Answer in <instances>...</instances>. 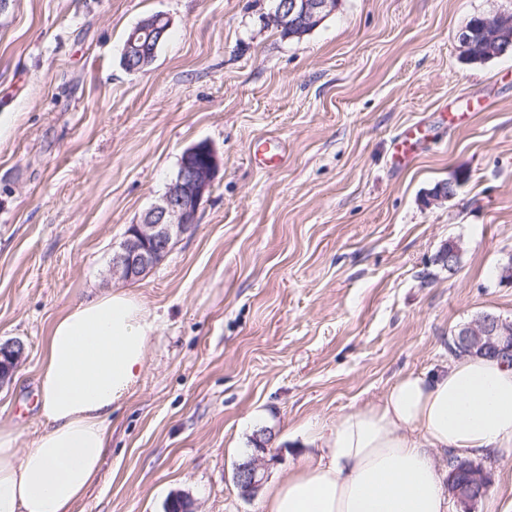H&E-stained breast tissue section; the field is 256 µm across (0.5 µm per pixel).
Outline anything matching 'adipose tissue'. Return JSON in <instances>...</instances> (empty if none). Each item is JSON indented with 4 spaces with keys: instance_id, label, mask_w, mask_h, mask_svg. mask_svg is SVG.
<instances>
[{
    "instance_id": "ef3b65f1",
    "label": "adipose tissue",
    "mask_w": 512,
    "mask_h": 512,
    "mask_svg": "<svg viewBox=\"0 0 512 512\" xmlns=\"http://www.w3.org/2000/svg\"><path fill=\"white\" fill-rule=\"evenodd\" d=\"M157 329L126 291L79 302L53 324L39 375L44 431L19 449L0 428V512H73L95 481L114 407L130 396ZM318 460L271 484L262 512H448L432 450L456 458L512 447V368L471 355L400 379L377 405L322 431Z\"/></svg>"
}]
</instances>
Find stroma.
I'll return each mask as SVG.
<instances>
[{"mask_svg": "<svg viewBox=\"0 0 512 512\" xmlns=\"http://www.w3.org/2000/svg\"><path fill=\"white\" fill-rule=\"evenodd\" d=\"M271 0H0V343L24 353L0 385V427L43 430L38 377L53 323L126 290L157 318L136 391L113 413L98 481L75 512H260L233 475L259 457L282 482L330 428L408 374L449 366L453 329L512 321V53L467 59L458 32L512 0H339L301 39ZM167 14L151 66L128 31ZM427 135L403 169L395 139ZM274 137L285 161L259 169ZM219 169L195 230L145 277L110 280L115 246L165 192L183 152ZM456 195L432 200L441 180ZM455 241L461 268L435 259ZM270 438L256 455L253 440ZM487 512L512 499V450L479 459ZM249 158L260 169L274 168L284 160L283 148L278 141L260 139L250 146Z\"/></svg>", "mask_w": 512, "mask_h": 512, "instance_id": "stroma-1", "label": "stroma"}]
</instances>
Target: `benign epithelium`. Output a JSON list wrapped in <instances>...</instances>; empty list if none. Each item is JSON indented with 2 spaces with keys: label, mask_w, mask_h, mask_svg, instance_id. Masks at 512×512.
Listing matches in <instances>:
<instances>
[{
  "label": "benign epithelium",
  "mask_w": 512,
  "mask_h": 512,
  "mask_svg": "<svg viewBox=\"0 0 512 512\" xmlns=\"http://www.w3.org/2000/svg\"><path fill=\"white\" fill-rule=\"evenodd\" d=\"M335 10V0H281L269 21L276 25L292 18L323 21ZM486 22L500 28L499 35L505 44L512 43V19L508 14L496 13ZM171 25V19L164 14L146 18L135 25L125 40L124 67L135 72L148 66ZM200 151L208 157L203 166L191 163L192 156ZM217 167L218 157L210 144L201 142L185 150L165 193L139 222L127 227L122 241L114 248L110 261L112 278L126 282L138 280L164 260L173 242L194 228L200 204L211 187ZM461 258V249L455 242L448 244L440 255V261L448 267L450 274L458 269ZM452 341L448 351L453 356L460 351L502 363L512 361V322L495 314L486 313L471 323L458 326L453 331ZM263 478L260 467L253 461L238 466L234 473L236 485L248 497L257 492ZM489 487L488 474L473 465L467 467L465 480H451L448 491L460 503L472 505L487 495Z\"/></svg>",
  "instance_id": "benign-epithelium-1"
}]
</instances>
